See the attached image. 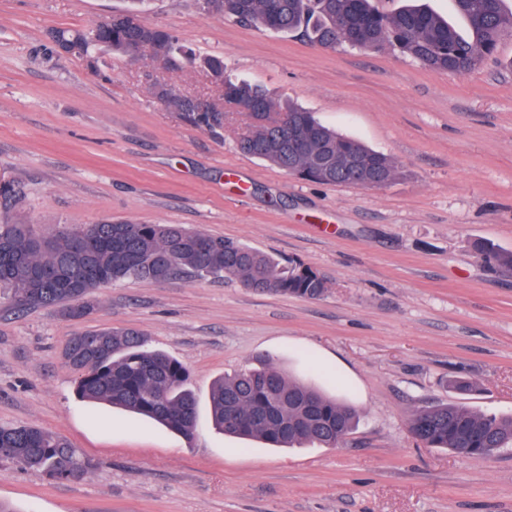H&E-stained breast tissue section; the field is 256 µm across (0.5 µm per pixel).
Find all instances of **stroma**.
Here are the masks:
<instances>
[{
	"mask_svg": "<svg viewBox=\"0 0 512 512\" xmlns=\"http://www.w3.org/2000/svg\"><path fill=\"white\" fill-rule=\"evenodd\" d=\"M128 0H0V223L43 233L102 221L180 224L312 266L318 300L259 294L235 278L123 280L90 314L18 311L0 288V425L64 437L92 468L77 482L0 461L6 512H512V450L461 458L425 447L407 419L457 402L512 416V272L472 245L512 252V36L475 73L429 71L386 46L327 50L300 37L145 0L140 16L193 49L167 68L103 52L60 54L52 34L85 29ZM274 101L314 112L394 159L367 188L293 177L242 152L250 118L221 134L159 94L215 97L198 61ZM133 327L183 363L206 401L213 382L269 361L354 406L335 448L192 438L76 393L63 349L75 333ZM465 379L476 389L451 388Z\"/></svg>",
	"mask_w": 512,
	"mask_h": 512,
	"instance_id": "35a3bbf8",
	"label": "stroma"
}]
</instances>
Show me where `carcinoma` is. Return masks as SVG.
<instances>
[{"instance_id":"carcinoma-1","label":"carcinoma","mask_w":512,"mask_h":512,"mask_svg":"<svg viewBox=\"0 0 512 512\" xmlns=\"http://www.w3.org/2000/svg\"><path fill=\"white\" fill-rule=\"evenodd\" d=\"M453 2L470 27L467 38L421 5L388 14L370 0H197L205 12L285 35L297 33L323 48L344 43L362 49L388 45L426 69L466 76L496 52L504 33H512V11L504 10L503 0ZM54 36L78 45L87 57L98 50L133 62L162 55L177 68L189 55L173 34L147 24L130 28L105 21L86 31L58 30ZM205 67L224 87V95L256 105L255 123L246 133V144L239 145L242 152L321 184L365 181L376 188L396 175L398 166L391 158L342 135L313 113L293 105L279 111L262 88L224 76L220 58H207ZM182 112L187 121L211 132L224 128L221 110L201 113L184 105ZM290 130L302 135L305 153L291 151ZM474 252L481 260L512 271V253L495 252L481 242L474 244ZM202 276H234L257 292L308 300L328 291L327 280L301 260L282 262L179 224H89L50 236L36 234L28 224H0V286L10 289L19 311L57 307L80 317L83 312L73 311L74 302L113 281ZM65 356L77 372L79 397L141 415L186 437L194 435L196 398L186 386V368L149 349L140 331H87L70 340ZM209 402L217 433L275 448H334L358 420L352 406L268 364L217 379ZM409 429L425 446L462 458L512 447V416L487 415L459 403L413 413ZM0 461L66 481L81 480L91 468L62 437L25 425L0 426Z\"/></svg>"}]
</instances>
